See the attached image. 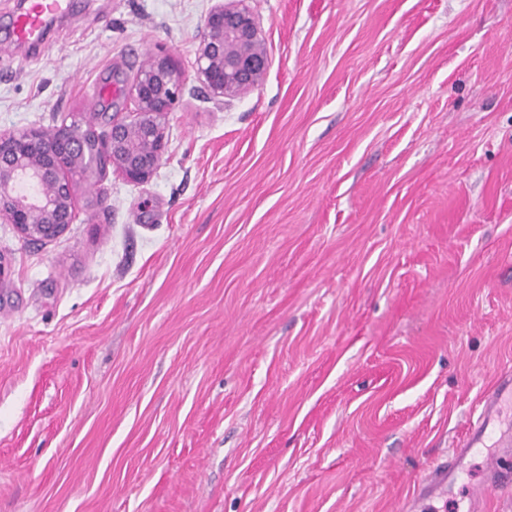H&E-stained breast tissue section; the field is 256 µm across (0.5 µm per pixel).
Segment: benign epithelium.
I'll return each instance as SVG.
<instances>
[{
  "label": "benign epithelium",
  "instance_id": "benign-epithelium-1",
  "mask_svg": "<svg viewBox=\"0 0 512 512\" xmlns=\"http://www.w3.org/2000/svg\"><path fill=\"white\" fill-rule=\"evenodd\" d=\"M248 0H217L204 17L196 53V77L215 98L257 86L269 68L259 22ZM184 73L155 55L125 85L133 104L107 127L75 121L53 130L0 132V222L40 242L60 237L74 222L77 181L104 178L115 170L145 181L165 153L166 120L182 97Z\"/></svg>",
  "mask_w": 512,
  "mask_h": 512
}]
</instances>
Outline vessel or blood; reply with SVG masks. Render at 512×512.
Returning <instances> with one entry per match:
<instances>
[{
	"label": "vessel or blood",
	"instance_id": "1",
	"mask_svg": "<svg viewBox=\"0 0 512 512\" xmlns=\"http://www.w3.org/2000/svg\"><path fill=\"white\" fill-rule=\"evenodd\" d=\"M72 7L73 0H26L25 8L10 17L8 34L0 40V48L42 47L50 23ZM489 444L496 453L487 463L488 484H512V374L506 372L483 393L479 413L470 419L466 438L451 449L446 461L435 463L418 480L413 496L403 501L401 512H429L435 499L454 488L473 450Z\"/></svg>",
	"mask_w": 512,
	"mask_h": 512
}]
</instances>
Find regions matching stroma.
<instances>
[{
  "label": "stroma",
  "instance_id": "35a3bbf8",
  "mask_svg": "<svg viewBox=\"0 0 512 512\" xmlns=\"http://www.w3.org/2000/svg\"><path fill=\"white\" fill-rule=\"evenodd\" d=\"M214 0H75L0 53V130L123 112L165 157L0 223V512H397L512 370V0H249L270 66L193 78ZM475 453L434 512H508Z\"/></svg>",
  "mask_w": 512,
  "mask_h": 512
}]
</instances>
